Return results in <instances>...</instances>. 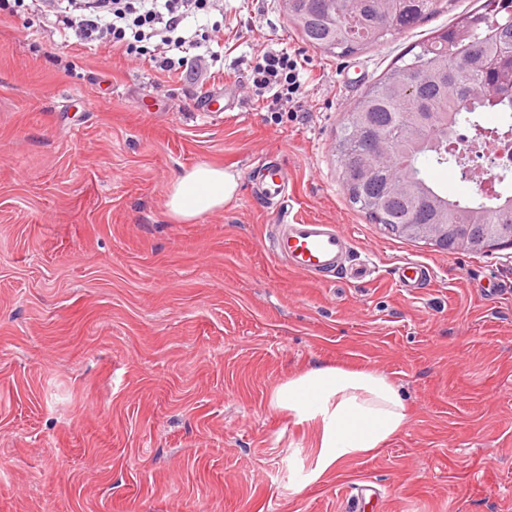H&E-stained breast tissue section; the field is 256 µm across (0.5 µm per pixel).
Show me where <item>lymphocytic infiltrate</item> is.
Masks as SVG:
<instances>
[{
    "mask_svg": "<svg viewBox=\"0 0 512 512\" xmlns=\"http://www.w3.org/2000/svg\"><path fill=\"white\" fill-rule=\"evenodd\" d=\"M55 29L73 32L79 44L101 45L126 55L141 56L157 70L195 72L201 48L209 40V0H32ZM185 49L173 59L154 55V47ZM303 66L299 54L270 48L252 70L255 86L271 92L274 104L296 109Z\"/></svg>",
    "mask_w": 512,
    "mask_h": 512,
    "instance_id": "obj_1",
    "label": "lymphocytic infiltrate"
}]
</instances>
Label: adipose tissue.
<instances>
[{"mask_svg":"<svg viewBox=\"0 0 512 512\" xmlns=\"http://www.w3.org/2000/svg\"><path fill=\"white\" fill-rule=\"evenodd\" d=\"M237 186L235 177L223 168L198 164L172 186L168 211L178 220L197 218L223 208L234 198ZM270 406L312 427L313 464L306 476L310 483L348 461L385 448L403 430L409 416L388 375L338 366L317 367L289 377L273 390Z\"/></svg>","mask_w":512,"mask_h":512,"instance_id":"ef3b65f1","label":"adipose tissue"}]
</instances>
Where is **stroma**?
<instances>
[{
  "label": "stroma",
  "instance_id": "35a3bbf8",
  "mask_svg": "<svg viewBox=\"0 0 512 512\" xmlns=\"http://www.w3.org/2000/svg\"><path fill=\"white\" fill-rule=\"evenodd\" d=\"M447 11L356 54L307 45L279 0H217L222 56L197 79L0 10V512H512V248L449 254L387 234L344 192V114ZM306 61L301 112L269 111L265 47ZM230 112L203 111V95ZM284 163L299 221L335 225L347 266L316 281L273 254L257 160ZM206 162L223 209L166 208ZM451 199L453 164L420 158ZM427 281L403 287L405 263ZM384 372L409 409L379 453L307 483L312 431L269 405L319 366ZM235 177L207 163L186 171L172 186L167 202L170 215L177 220H191L220 209L237 191Z\"/></svg>",
  "mask_w": 512,
  "mask_h": 512
}]
</instances>
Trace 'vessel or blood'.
Returning a JSON list of instances; mask_svg holds the SVG:
<instances>
[{
    "label": "vessel or blood",
    "mask_w": 512,
    "mask_h": 512,
    "mask_svg": "<svg viewBox=\"0 0 512 512\" xmlns=\"http://www.w3.org/2000/svg\"><path fill=\"white\" fill-rule=\"evenodd\" d=\"M253 172L260 194L281 216L271 238L275 255L288 266L313 277L342 269L350 251L345 235L329 224L288 219L287 167L261 162L254 167Z\"/></svg>",
    "instance_id": "vessel-or-blood-1"
}]
</instances>
